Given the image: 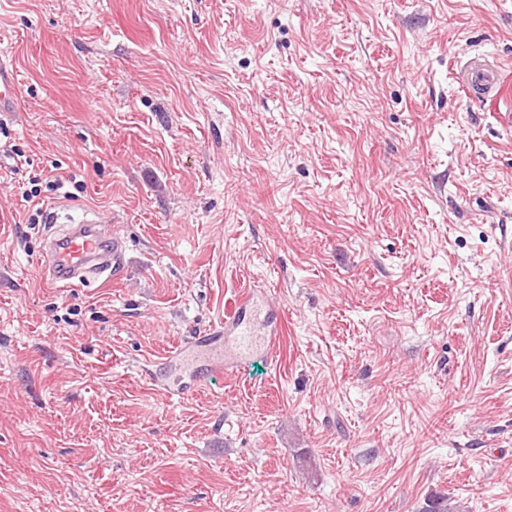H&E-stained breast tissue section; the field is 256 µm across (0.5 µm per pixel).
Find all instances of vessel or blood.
Segmentation results:
<instances>
[{"label":"vessel or blood","instance_id":"obj_1","mask_svg":"<svg viewBox=\"0 0 512 512\" xmlns=\"http://www.w3.org/2000/svg\"><path fill=\"white\" fill-rule=\"evenodd\" d=\"M456 81L466 97L497 108L503 124L512 123V113L499 106L512 101V80L502 67L486 56L477 55L456 67ZM20 81L8 54L0 55V112L17 111ZM52 229L43 237L40 263L51 283L61 288L92 281L108 282L122 273L124 243L114 231H104L106 218L98 212L78 214L57 212L48 218ZM253 290L240 292L221 329L196 337L194 344L206 351L208 371H223L226 357H241L256 346L274 348L280 333L274 329Z\"/></svg>","mask_w":512,"mask_h":512}]
</instances>
